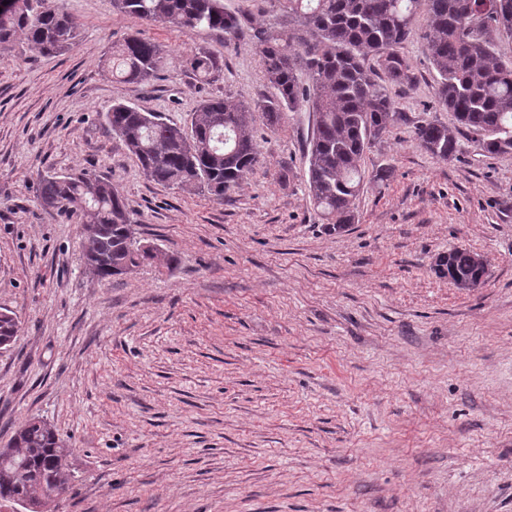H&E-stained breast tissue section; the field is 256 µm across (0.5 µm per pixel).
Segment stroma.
Segmentation results:
<instances>
[{"label": "stroma", "mask_w": 512, "mask_h": 512, "mask_svg": "<svg viewBox=\"0 0 512 512\" xmlns=\"http://www.w3.org/2000/svg\"><path fill=\"white\" fill-rule=\"evenodd\" d=\"M48 3L79 43L0 52V311L17 325L0 447L39 417L71 448L46 512H512V153L463 133L449 160L419 146L420 122L457 127L420 30L336 232L306 193L309 107L256 122L259 164L220 201L149 181L104 120L124 102L186 126L203 99L270 96L251 45L112 0ZM136 31L170 55L148 84L105 60ZM200 46L224 60L207 81L186 67ZM86 168L177 266L86 270L81 225L37 198L40 174ZM456 247L486 260L481 287L434 273Z\"/></svg>", "instance_id": "35a3bbf8"}]
</instances>
